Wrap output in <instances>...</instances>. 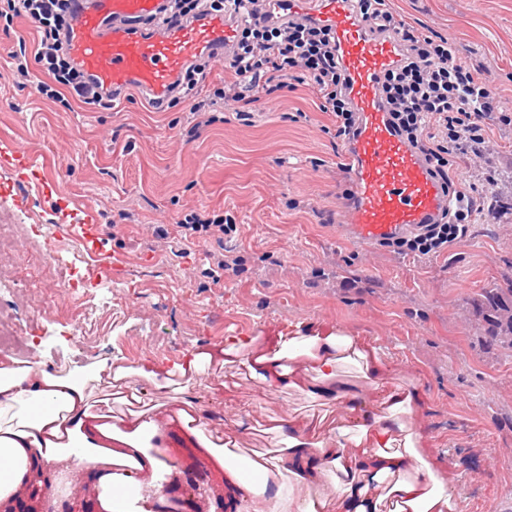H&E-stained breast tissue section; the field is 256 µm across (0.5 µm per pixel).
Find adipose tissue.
<instances>
[{
  "instance_id": "1",
  "label": "adipose tissue",
  "mask_w": 512,
  "mask_h": 512,
  "mask_svg": "<svg viewBox=\"0 0 512 512\" xmlns=\"http://www.w3.org/2000/svg\"><path fill=\"white\" fill-rule=\"evenodd\" d=\"M216 363L246 374L267 398L284 388L326 398L336 418L271 414L266 432L284 446L251 462L262 483L245 480L237 439L212 430L186 397ZM349 366L362 387L345 381ZM140 379L154 394L138 390ZM421 406L418 391L393 380L364 337L297 325L193 349L166 370L120 356L60 370L41 355L4 354L0 500L19 496L34 475L62 469L74 487L93 479L100 512H155L175 468L165 442L178 423L223 467L236 512H455L457 474L424 451Z\"/></svg>"
}]
</instances>
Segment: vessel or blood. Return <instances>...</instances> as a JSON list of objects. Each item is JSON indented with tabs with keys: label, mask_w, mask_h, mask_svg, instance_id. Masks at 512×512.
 Wrapping results in <instances>:
<instances>
[{
	"label": "vessel or blood",
	"mask_w": 512,
	"mask_h": 512,
	"mask_svg": "<svg viewBox=\"0 0 512 512\" xmlns=\"http://www.w3.org/2000/svg\"><path fill=\"white\" fill-rule=\"evenodd\" d=\"M168 0H78L66 47L96 91L136 90L147 102L167 100L188 67L231 60L238 31L257 15L283 28L299 20L328 31L357 113L355 134L344 143L343 173L352 198L340 233L376 247L419 225L439 220L451 199L424 158L394 130L382 94L384 75L402 58L400 34L379 36L350 0H244L240 11L202 9L174 27Z\"/></svg>",
	"instance_id": "obj_1"
}]
</instances>
